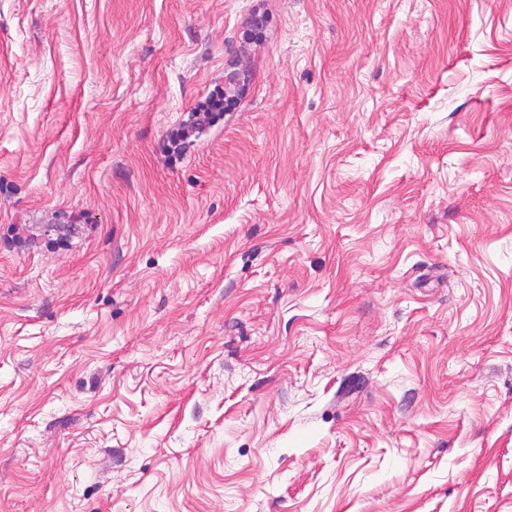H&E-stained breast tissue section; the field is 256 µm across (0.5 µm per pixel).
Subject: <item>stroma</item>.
<instances>
[{
	"label": "stroma",
	"instance_id": "obj_1",
	"mask_svg": "<svg viewBox=\"0 0 512 512\" xmlns=\"http://www.w3.org/2000/svg\"><path fill=\"white\" fill-rule=\"evenodd\" d=\"M0 512H512V0H0ZM226 110L227 107H224V95L222 93L213 94L204 104L194 109L193 127L202 128L206 125H212Z\"/></svg>",
	"mask_w": 512,
	"mask_h": 512
}]
</instances>
